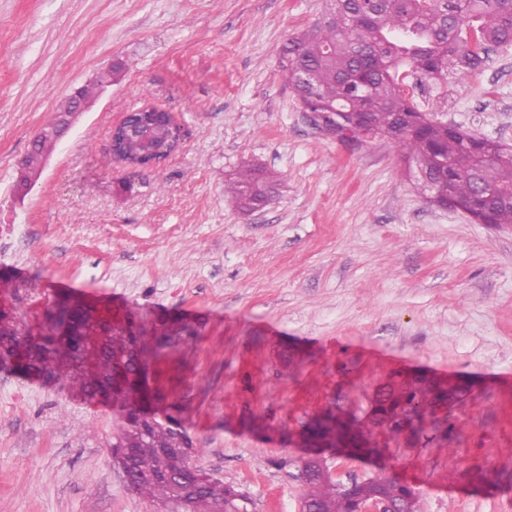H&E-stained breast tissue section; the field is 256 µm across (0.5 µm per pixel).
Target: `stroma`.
Returning <instances> with one entry per match:
<instances>
[{
	"label": "stroma",
	"mask_w": 512,
	"mask_h": 512,
	"mask_svg": "<svg viewBox=\"0 0 512 512\" xmlns=\"http://www.w3.org/2000/svg\"><path fill=\"white\" fill-rule=\"evenodd\" d=\"M325 0H0V312L37 327L54 283L117 316L188 326L160 366L199 469L252 512H300L293 435L312 415L362 416L394 373L475 385L447 444L391 445L384 466L419 512H512V224L431 205L385 141L306 119L282 44ZM129 62L15 184L56 106ZM150 101L182 146L156 167L112 163L110 130ZM419 111L512 145V47L450 85L413 79ZM280 183L243 214L224 183L245 164ZM108 402L0 370V512H160L112 459Z\"/></svg>",
	"instance_id": "35a3bbf8"
}]
</instances>
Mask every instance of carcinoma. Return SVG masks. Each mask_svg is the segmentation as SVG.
<instances>
[{"label": "carcinoma", "mask_w": 512, "mask_h": 512, "mask_svg": "<svg viewBox=\"0 0 512 512\" xmlns=\"http://www.w3.org/2000/svg\"><path fill=\"white\" fill-rule=\"evenodd\" d=\"M327 18L288 39L280 50L281 67L299 105L319 112L340 113L336 130L344 129L353 143L367 139V127L391 137L406 150L412 169L433 176L432 185L414 186L438 200L452 195L468 200L475 180L498 192L492 200L491 220L512 224V149L470 133L453 132L432 121L411 104L406 79L420 74L437 80L459 81L475 75L494 48L512 45V0H378L363 12L359 0H328ZM66 98L41 129L21 170L20 182L33 185L47 157L61 140L59 113L70 108ZM115 153L129 161L160 163L166 154L149 151L141 135L116 136ZM274 175L248 165L240 178L224 185L240 210L250 212L270 202ZM76 337L64 338L63 330ZM172 341L166 323L138 325L133 332L105 328L96 309L63 294L46 308L37 334L19 335L0 329V349L8 354L24 351L25 374L32 379L52 377L93 398L112 381V354L130 347L136 358L129 370L154 357ZM109 401L121 413L112 442L133 448L140 471L127 484L138 495L167 510L172 506L171 482L190 470L192 449L181 445L179 435L157 419L145 430L131 423L134 411L130 390H112ZM448 394L424 376L392 377L376 391L371 412L358 426L379 455L391 440H379L377 424L407 411V421L417 437L448 441L450 417L440 420L434 409ZM300 512H356L370 487L394 500L402 498L416 512V494L383 471L351 482L331 481L313 471L300 481ZM196 512H216L237 507L248 512L249 495L211 478L199 491Z\"/></svg>", "instance_id": "obj_1"}]
</instances>
